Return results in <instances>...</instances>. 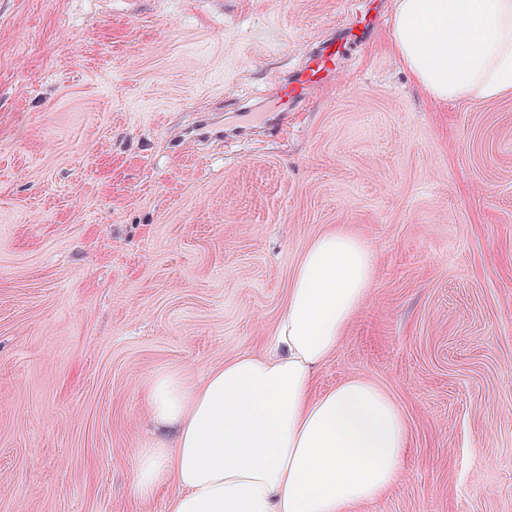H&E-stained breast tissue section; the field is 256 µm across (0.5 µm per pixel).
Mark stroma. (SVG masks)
<instances>
[{
	"label": "stroma",
	"instance_id": "1",
	"mask_svg": "<svg viewBox=\"0 0 512 512\" xmlns=\"http://www.w3.org/2000/svg\"><path fill=\"white\" fill-rule=\"evenodd\" d=\"M347 8L0 0V512H166L129 490L152 377L262 353L333 227L373 276L313 392L369 379L408 425L355 512H512V95L420 91L384 0L286 131L224 137Z\"/></svg>",
	"mask_w": 512,
	"mask_h": 512
}]
</instances>
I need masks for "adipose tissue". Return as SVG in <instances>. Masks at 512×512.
<instances>
[{
	"mask_svg": "<svg viewBox=\"0 0 512 512\" xmlns=\"http://www.w3.org/2000/svg\"><path fill=\"white\" fill-rule=\"evenodd\" d=\"M396 55L432 98L485 101L512 93V0H397ZM372 257L328 230L305 250L269 349L226 360L190 382L156 374L150 413L173 446L138 449L135 497L167 482V512H354L401 475L405 418L372 381L314 395L316 367L339 346L366 297Z\"/></svg>",
	"mask_w": 512,
	"mask_h": 512,
	"instance_id": "1",
	"label": "adipose tissue"
}]
</instances>
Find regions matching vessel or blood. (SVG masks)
<instances>
[{
    "label": "vessel or blood",
    "mask_w": 512,
    "mask_h": 512,
    "mask_svg": "<svg viewBox=\"0 0 512 512\" xmlns=\"http://www.w3.org/2000/svg\"><path fill=\"white\" fill-rule=\"evenodd\" d=\"M380 20L377 14L368 17L353 12L315 42L302 65L276 80V111L288 113L300 108L313 90L333 81L337 58L348 57L354 47L365 43Z\"/></svg>",
    "instance_id": "obj_1"
}]
</instances>
